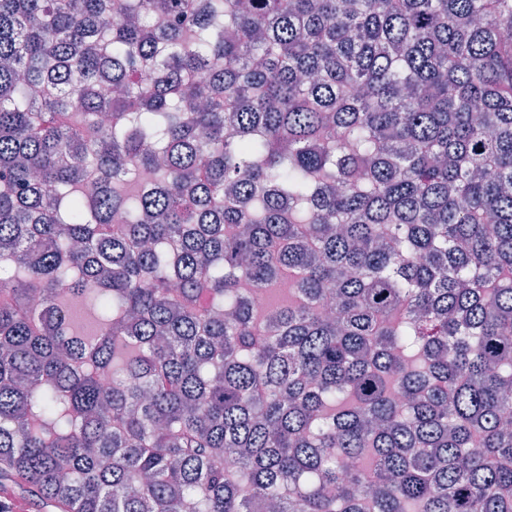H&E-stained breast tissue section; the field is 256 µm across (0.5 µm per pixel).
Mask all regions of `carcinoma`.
<instances>
[{"mask_svg":"<svg viewBox=\"0 0 512 512\" xmlns=\"http://www.w3.org/2000/svg\"><path fill=\"white\" fill-rule=\"evenodd\" d=\"M0 251L54 512H512V0H0Z\"/></svg>","mask_w":512,"mask_h":512,"instance_id":"carcinoma-1","label":"carcinoma"}]
</instances>
